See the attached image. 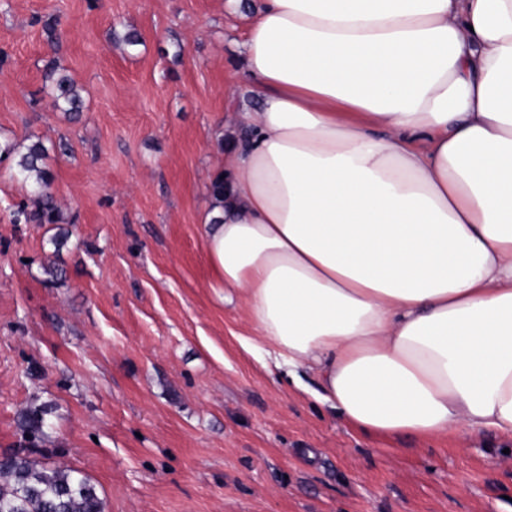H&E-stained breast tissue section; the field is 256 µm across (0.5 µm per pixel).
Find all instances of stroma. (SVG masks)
I'll return each mask as SVG.
<instances>
[{
    "instance_id": "stroma-1",
    "label": "stroma",
    "mask_w": 512,
    "mask_h": 512,
    "mask_svg": "<svg viewBox=\"0 0 512 512\" xmlns=\"http://www.w3.org/2000/svg\"><path fill=\"white\" fill-rule=\"evenodd\" d=\"M244 29L224 0H0V141L50 146L72 231L57 248L56 225L12 223L28 189L0 162V456L82 470L106 512H512L511 439L364 434L314 402V374L248 352L209 288L200 224ZM52 59L79 120L43 92Z\"/></svg>"
}]
</instances>
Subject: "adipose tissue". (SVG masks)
<instances>
[{
  "label": "adipose tissue",
  "instance_id": "adipose-tissue-1",
  "mask_svg": "<svg viewBox=\"0 0 512 512\" xmlns=\"http://www.w3.org/2000/svg\"><path fill=\"white\" fill-rule=\"evenodd\" d=\"M201 233L276 368L375 436L512 439V0H255Z\"/></svg>",
  "mask_w": 512,
  "mask_h": 512
}]
</instances>
